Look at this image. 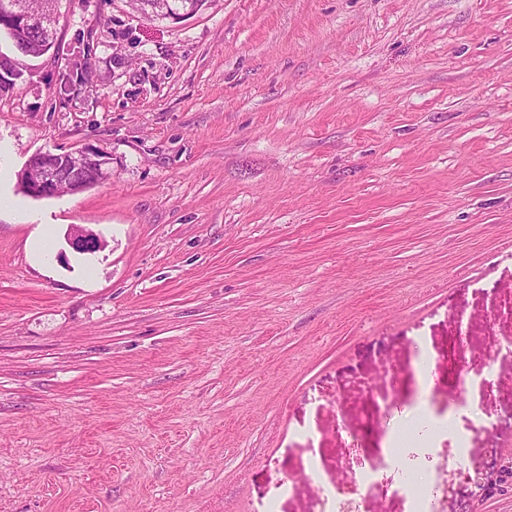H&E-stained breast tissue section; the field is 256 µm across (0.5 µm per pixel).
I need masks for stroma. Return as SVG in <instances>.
Segmentation results:
<instances>
[{
	"mask_svg": "<svg viewBox=\"0 0 512 512\" xmlns=\"http://www.w3.org/2000/svg\"><path fill=\"white\" fill-rule=\"evenodd\" d=\"M56 13L57 49L0 95V512H307L318 484L288 479H342L365 411L381 454L415 344L447 390L457 317L463 371L491 377L473 447L512 464V0ZM82 147L106 180L22 192L31 156ZM450 508L512 512V476Z\"/></svg>",
	"mask_w": 512,
	"mask_h": 512,
	"instance_id": "stroma-1",
	"label": "stroma"
}]
</instances>
